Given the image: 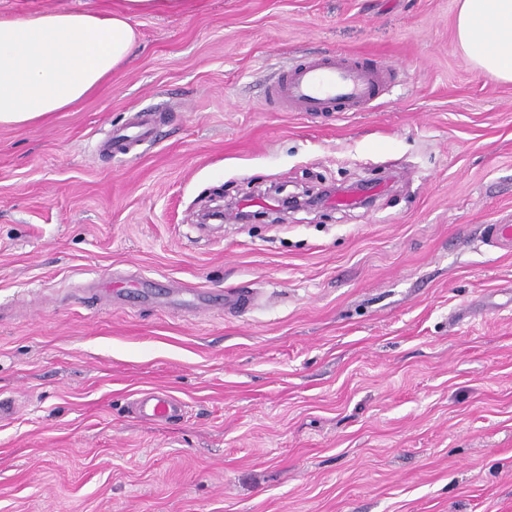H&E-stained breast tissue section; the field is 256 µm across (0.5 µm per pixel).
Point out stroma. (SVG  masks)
Here are the masks:
<instances>
[{"instance_id": "1", "label": "stroma", "mask_w": 512, "mask_h": 512, "mask_svg": "<svg viewBox=\"0 0 512 512\" xmlns=\"http://www.w3.org/2000/svg\"><path fill=\"white\" fill-rule=\"evenodd\" d=\"M120 0H0V14ZM458 0H193L135 21L91 96L0 127V512H512V83ZM321 52L394 65L361 112H276ZM164 107L135 155L98 146ZM367 181L281 224L201 229L215 195ZM119 275L252 290L247 313L106 304ZM164 390L174 423L131 411ZM482 238L486 245L502 251L512 250V224H486Z\"/></svg>"}]
</instances>
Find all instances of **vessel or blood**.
Returning <instances> with one entry per match:
<instances>
[{
    "instance_id": "vessel-or-blood-1",
    "label": "vessel or blood",
    "mask_w": 512,
    "mask_h": 512,
    "mask_svg": "<svg viewBox=\"0 0 512 512\" xmlns=\"http://www.w3.org/2000/svg\"><path fill=\"white\" fill-rule=\"evenodd\" d=\"M393 77L390 64L326 53L304 58L283 71L268 98L276 108L288 112H354L377 99ZM158 126L154 112L138 113L133 134L112 136L101 148L115 156L130 154L136 147L151 143ZM482 238L488 246L511 251L512 224L485 225ZM181 293L178 287L157 289L144 277L102 283L93 290L95 297L110 302L152 296L167 305L177 302ZM182 407L179 399L165 391L147 392L135 401L136 414L153 422L179 418Z\"/></svg>"
}]
</instances>
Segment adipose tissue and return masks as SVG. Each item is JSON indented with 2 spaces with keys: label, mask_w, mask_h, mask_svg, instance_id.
<instances>
[{
  "label": "adipose tissue",
  "mask_w": 512,
  "mask_h": 512,
  "mask_svg": "<svg viewBox=\"0 0 512 512\" xmlns=\"http://www.w3.org/2000/svg\"><path fill=\"white\" fill-rule=\"evenodd\" d=\"M189 0H123L111 12L0 16V126H25L94 93L130 59L134 20ZM456 37L480 74L512 81V0H459Z\"/></svg>",
  "instance_id": "adipose-tissue-1"
}]
</instances>
